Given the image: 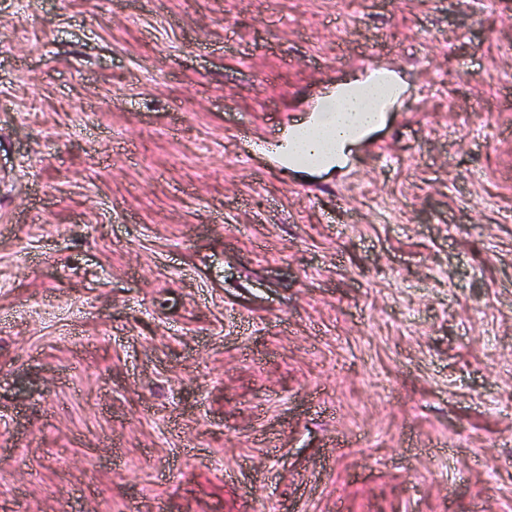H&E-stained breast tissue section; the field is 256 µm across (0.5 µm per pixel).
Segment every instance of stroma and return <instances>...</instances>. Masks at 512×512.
<instances>
[{
	"mask_svg": "<svg viewBox=\"0 0 512 512\" xmlns=\"http://www.w3.org/2000/svg\"><path fill=\"white\" fill-rule=\"evenodd\" d=\"M509 73L512 0H0V512H512ZM361 86L362 83L357 82L346 84L329 103L331 106L326 112H322L319 124L310 129L315 131V135L310 137L311 140L327 154V157H333V159L324 160L318 164L303 165L314 166L324 172H329L334 168H340L346 162L351 147L358 138L352 136L353 132L346 131L345 126L357 122L370 112L361 101V93L370 88H360ZM347 90L355 92L353 100H346L345 97L339 99V95ZM323 138H326L327 141L325 147Z\"/></svg>",
	"mask_w": 512,
	"mask_h": 512,
	"instance_id": "stroma-1",
	"label": "stroma"
}]
</instances>
